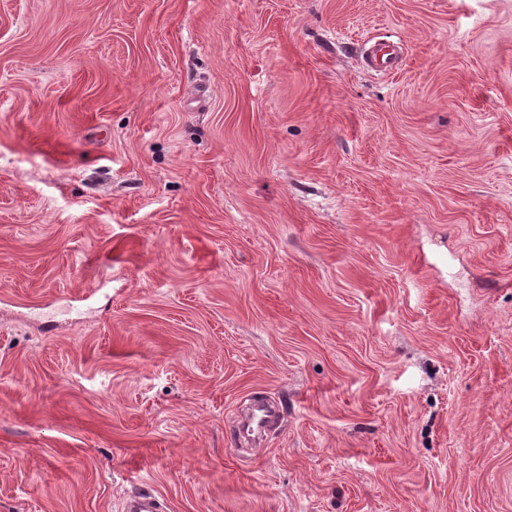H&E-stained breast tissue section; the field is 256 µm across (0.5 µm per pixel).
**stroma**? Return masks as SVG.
Segmentation results:
<instances>
[{
	"label": "stroma",
	"instance_id": "35a3bbf8",
	"mask_svg": "<svg viewBox=\"0 0 512 512\" xmlns=\"http://www.w3.org/2000/svg\"><path fill=\"white\" fill-rule=\"evenodd\" d=\"M139 490L512 512V0H0V512Z\"/></svg>",
	"mask_w": 512,
	"mask_h": 512
}]
</instances>
